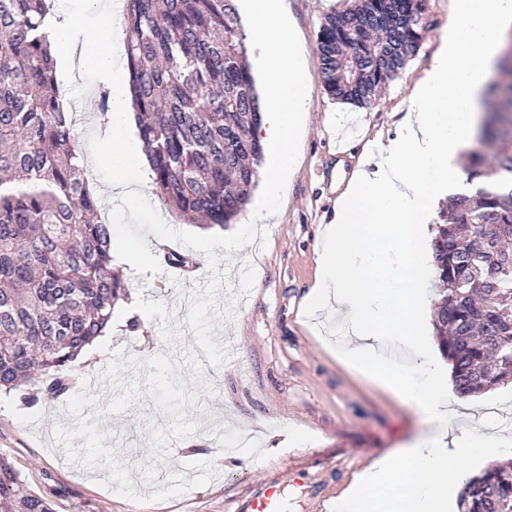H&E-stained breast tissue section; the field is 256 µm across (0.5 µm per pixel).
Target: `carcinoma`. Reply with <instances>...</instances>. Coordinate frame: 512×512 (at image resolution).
I'll use <instances>...</instances> for the list:
<instances>
[{"instance_id": "cac0c4a2", "label": "carcinoma", "mask_w": 512, "mask_h": 512, "mask_svg": "<svg viewBox=\"0 0 512 512\" xmlns=\"http://www.w3.org/2000/svg\"><path fill=\"white\" fill-rule=\"evenodd\" d=\"M426 0H351L317 35L328 95L360 108L397 79L422 43ZM51 0H0V391L42 383L68 392L66 372L102 335L126 294L112 272V225L90 187L75 116L55 90L39 33ZM134 119L153 191L186 224H231L264 159L249 41L233 0H125ZM485 143L433 227L439 299L431 319L455 392L512 380V81L487 99ZM459 512H512V459L460 493ZM0 512H53L0 456Z\"/></svg>"}]
</instances>
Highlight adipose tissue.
Segmentation results:
<instances>
[{
  "label": "adipose tissue",
  "instance_id": "adipose-tissue-1",
  "mask_svg": "<svg viewBox=\"0 0 512 512\" xmlns=\"http://www.w3.org/2000/svg\"><path fill=\"white\" fill-rule=\"evenodd\" d=\"M99 34H85L80 15L49 17L44 31L58 57H78L109 89L111 136L96 162L112 168V191L131 212L147 206V159L132 120L122 71L123 30L112 0H83ZM512 29V0H451L450 23L429 69L416 82L399 134L381 146L374 169L358 165L335 205L317 252L307 307H336V353L356 374L404 396L430 431L397 459L376 460L339 512H450L464 463H489L512 447V432L485 424L459 440L457 413L441 364L427 349L424 269L428 244L418 213L439 188L461 178L459 157L480 120V105L498 55L501 33ZM403 351L398 365L393 350Z\"/></svg>",
  "mask_w": 512,
  "mask_h": 512
}]
</instances>
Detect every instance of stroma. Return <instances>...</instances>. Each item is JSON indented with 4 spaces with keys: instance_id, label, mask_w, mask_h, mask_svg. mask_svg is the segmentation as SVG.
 <instances>
[{
    "instance_id": "1",
    "label": "stroma",
    "mask_w": 512,
    "mask_h": 512,
    "mask_svg": "<svg viewBox=\"0 0 512 512\" xmlns=\"http://www.w3.org/2000/svg\"><path fill=\"white\" fill-rule=\"evenodd\" d=\"M348 4L286 0L310 85L307 131L279 214L257 221L253 244L215 250L230 268L218 302L240 300L234 320H214L212 337L232 341L238 362L216 368L201 360L186 322L185 276L150 233L148 263L121 274L126 307L112 318L111 342L69 368L74 391L54 403L25 386L0 395V455L54 512H228L271 474L290 477L283 512H313L320 488L344 492L374 459L401 453L428 431L413 406L359 381L330 355L329 312L315 329L302 310L339 190L378 141L396 137L450 17L449 0H426L418 54L372 107L358 108L330 98L319 76L320 25ZM56 81L84 156L94 159L109 135L102 111L85 104L99 85L75 60ZM254 256L256 283L244 295L239 271ZM223 434L248 436L237 461L216 451Z\"/></svg>"
}]
</instances>
